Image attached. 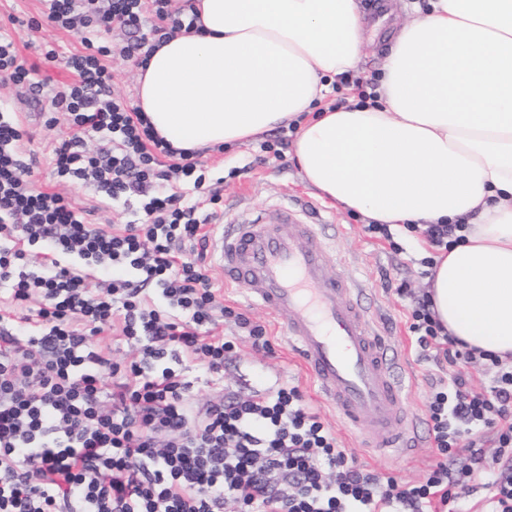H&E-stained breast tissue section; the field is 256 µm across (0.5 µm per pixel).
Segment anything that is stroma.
Masks as SVG:
<instances>
[{
	"label": "stroma",
	"instance_id": "stroma-1",
	"mask_svg": "<svg viewBox=\"0 0 512 512\" xmlns=\"http://www.w3.org/2000/svg\"><path fill=\"white\" fill-rule=\"evenodd\" d=\"M39 0H0V29L14 39L19 51L38 68V76L49 84L65 82L69 74L63 56L80 50L79 37L71 32L48 26H29L30 18L38 16ZM55 47L61 59L55 64L44 63L41 51L45 45ZM0 109L16 113L28 127L31 136L25 142L28 154L37 160L30 179L35 190L55 191L70 198L94 223L108 225L119 221V210L110 199L98 193L92 184L59 181L53 174L49 159L56 141L65 138L69 129L64 120L48 123L39 105L28 101L8 83H0ZM211 176L223 177L221 187L227 213L242 210L260 211L274 208L298 195L328 216L334 226L335 256L356 277L363 280L364 302L370 307L380 332L392 350L401 358L411 375L410 411L416 421L419 446L411 454L380 456L374 449L362 447L359 440L342 429L335 409L320 398L298 356L285 341L282 320L273 312L250 303L243 292L225 285L219 269H212L215 285L223 289V304L247 313L251 320L263 326L274 352L267 355L254 351L248 340H240L233 358L224 366V382L212 384L208 374L196 365H189L187 376L193 383L191 402L200 406L221 394L222 390L243 395L265 388L272 383L296 384L306 393L321 417L336 429L343 448L349 455L377 472L392 471L407 481L423 479L435 460V450L424 419L431 382L443 371L433 359L424 357L409 335L404 301L396 293L399 284H407L415 293H423L427 279L422 275L420 261L429 247L421 234L395 230L396 247L372 238L365 230L367 220L361 214L345 209L338 203L322 199L303 179L293 159L292 147H285L282 156L264 153L259 142L224 146L223 149L200 155Z\"/></svg>",
	"mask_w": 512,
	"mask_h": 512
}]
</instances>
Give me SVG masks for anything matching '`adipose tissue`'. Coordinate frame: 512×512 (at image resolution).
<instances>
[{
    "label": "adipose tissue",
    "instance_id": "1",
    "mask_svg": "<svg viewBox=\"0 0 512 512\" xmlns=\"http://www.w3.org/2000/svg\"><path fill=\"white\" fill-rule=\"evenodd\" d=\"M138 105L174 148L299 121L304 180L377 224H468L428 288L450 336L512 357V0H428L386 51L379 105L317 109L378 34L357 0H195Z\"/></svg>",
    "mask_w": 512,
    "mask_h": 512
}]
</instances>
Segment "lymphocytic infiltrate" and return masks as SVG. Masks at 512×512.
Returning a JSON list of instances; mask_svg holds the SVG:
<instances>
[{"label":"lymphocytic infiltrate","instance_id":"1","mask_svg":"<svg viewBox=\"0 0 512 512\" xmlns=\"http://www.w3.org/2000/svg\"><path fill=\"white\" fill-rule=\"evenodd\" d=\"M41 4V22L81 40L67 57L44 53L72 80L46 88L0 33V81L66 116L70 134L51 157L56 178L138 207L106 228L67 197L33 191L27 132L0 113V512H429L436 502L454 507L486 471L487 512H512V363L459 346L429 296L404 285L409 332L450 367L426 403L436 458L422 480L360 468L297 385L192 408L180 364L190 357L223 379L238 339L218 335L221 318L233 316L256 351L273 346L262 326L218 301L207 265L218 190L206 189L192 154L114 94L106 59L144 66L157 42L190 31L194 18L171 0ZM116 29L127 34L122 44L100 43ZM379 82L339 76L333 108L377 104ZM90 134L100 141L93 151ZM33 300L37 309L26 310ZM114 327L136 349L131 360L102 353L98 341ZM461 362L489 373V385L470 387ZM461 449L470 462L456 469Z\"/></svg>","mask_w":512,"mask_h":512}]
</instances>
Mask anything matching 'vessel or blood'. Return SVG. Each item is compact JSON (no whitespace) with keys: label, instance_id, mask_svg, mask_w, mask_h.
<instances>
[{"label":"vessel or blood","instance_id":"b4317fda","mask_svg":"<svg viewBox=\"0 0 512 512\" xmlns=\"http://www.w3.org/2000/svg\"><path fill=\"white\" fill-rule=\"evenodd\" d=\"M326 226L303 204L218 226L209 253L226 282L284 319V335L339 418L365 447L404 453L417 439L404 388L358 281L328 275Z\"/></svg>","mask_w":512,"mask_h":512}]
</instances>
